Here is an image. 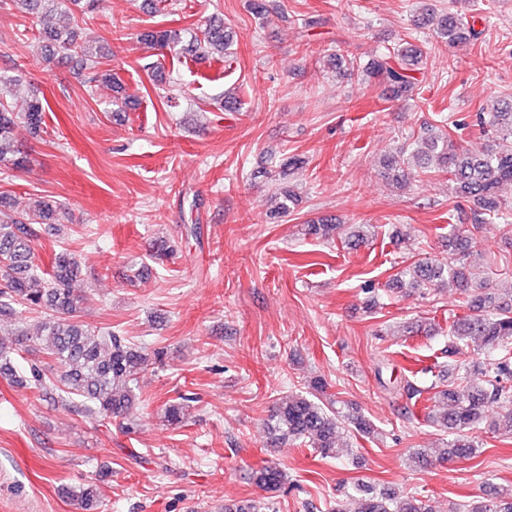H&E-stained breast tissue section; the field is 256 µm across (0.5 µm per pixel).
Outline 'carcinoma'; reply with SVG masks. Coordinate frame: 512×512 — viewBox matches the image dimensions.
<instances>
[{
	"mask_svg": "<svg viewBox=\"0 0 512 512\" xmlns=\"http://www.w3.org/2000/svg\"><path fill=\"white\" fill-rule=\"evenodd\" d=\"M18 11L39 20L36 39L41 56L53 59L62 53L72 62L92 90L96 83L112 84L114 100L121 111L138 109L137 98L126 93L112 74L100 69L98 54L78 42L77 33L69 26H59L57 16H73L92 9L94 0H10ZM417 29H432L436 37L450 47L463 42H476L482 32L475 29L464 10H450L436 16L428 3L413 20ZM137 41L152 48L159 47L179 57L200 53L224 57L233 41V34L224 23L213 20L201 31V36L187 37L182 30L149 27L137 33ZM424 52L404 42L392 49L375 53L363 63L355 55H336L338 68L356 74L361 82L372 79L386 85L393 98H410L417 90L412 73L423 63ZM159 93L167 101L178 98L177 83L155 74ZM18 78L9 70H0V166L20 168L23 161L17 157L14 133L24 125L32 133L44 132V112L47 101L33 93L22 112H16L3 93ZM475 123L482 131L497 138L512 140V98L499 99L491 108H480ZM419 164L435 162L437 172L448 174L455 194L473 204L461 219H472L483 224L488 219L505 221L508 244L512 245V224L507 215L512 213V149L473 151L454 142L449 135L440 136L427 126L398 152L383 160L386 175L403 181L412 175L409 158ZM58 206L56 202L39 198L32 209L18 213L14 200L0 193V315L15 314V306L31 310L47 309L50 318L43 321L38 335L18 334L6 344L0 341V375L18 385L25 382L15 366L16 356L28 341H34L48 357L54 359L59 371L52 380L43 379L30 370L34 393L38 399L64 402L94 415L101 420L126 417L139 404L136 375L147 365L149 357L125 337L110 330H92L78 320L81 297L74 293V282L83 275L81 255L62 248L55 255L52 269L41 270L35 261L32 243L42 234L54 235ZM346 229L344 243L358 247L372 235L371 225L353 224L347 227L332 217H323L307 225L311 235L326 242L334 240L340 229ZM475 260V254L455 233L448 234V259L418 260L402 269L389 283L391 289H416L425 295L442 288L454 287L470 294V314L456 320L448 330V354L454 368L461 372L457 381L436 391L428 408L426 421L447 433L446 442L437 459H468L482 452L481 444L468 431L486 421L488 429L499 435L512 437V284L505 292H494L484 284L474 285L466 275V267ZM483 349L481 360L465 358L468 342ZM325 384L318 378L310 382L306 394L288 396L275 404L265 420L270 444L276 447L309 444L324 458L339 455L340 431L351 430L365 439L380 435L377 426L353 404L325 403L320 398ZM186 396L165 408L164 419L171 425L184 419ZM252 481L266 492L282 488L288 474L274 463H265L253 470ZM100 487L96 483L82 485L68 491L69 503L79 512H93L98 506ZM353 512H433L430 506L414 495L375 493L362 490L353 498ZM462 512H512V486L493 488L489 500L477 505H462Z\"/></svg>",
	"mask_w": 512,
	"mask_h": 512,
	"instance_id": "carcinoma-1",
	"label": "carcinoma"
}]
</instances>
